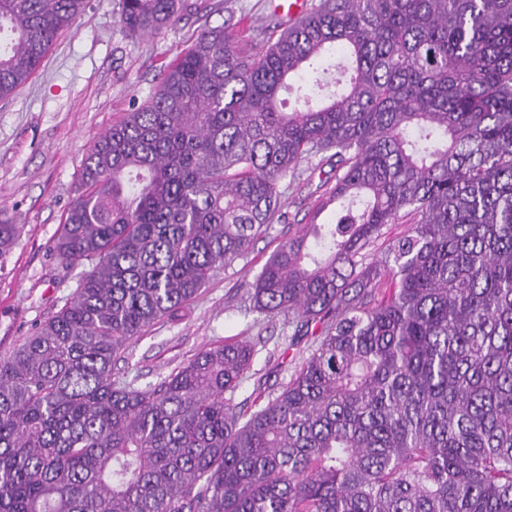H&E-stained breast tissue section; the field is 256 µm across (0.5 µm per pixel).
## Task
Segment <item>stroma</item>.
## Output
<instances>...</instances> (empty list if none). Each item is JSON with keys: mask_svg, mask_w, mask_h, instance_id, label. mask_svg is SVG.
<instances>
[{"mask_svg": "<svg viewBox=\"0 0 512 512\" xmlns=\"http://www.w3.org/2000/svg\"><path fill=\"white\" fill-rule=\"evenodd\" d=\"M205 2L210 25L231 14L250 38L289 21L272 0ZM199 25L189 9L159 34L133 35L120 23V0H86L83 14L61 33L35 76L0 100V216L20 226L15 247L0 262V357L58 312L82 273L58 259L54 243L79 193L86 150L132 104L147 99ZM320 180L307 162L300 164L296 180H283L285 221L275 222L247 257L220 271L182 315L162 319L133 341L118 359L114 378L143 389L201 349L245 338L258 348L255 375L235 392L234 403H244L256 378L271 387L288 382L313 339L294 338L287 315L251 312L246 287L269 256L308 224Z\"/></svg>", "mask_w": 512, "mask_h": 512, "instance_id": "1", "label": "stroma"}]
</instances>
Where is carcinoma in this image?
Segmentation results:
<instances>
[{
	"label": "carcinoma",
	"instance_id": "carcinoma-1",
	"mask_svg": "<svg viewBox=\"0 0 512 512\" xmlns=\"http://www.w3.org/2000/svg\"><path fill=\"white\" fill-rule=\"evenodd\" d=\"M84 8L0 0L1 100ZM187 8L121 0L120 22L152 36ZM235 27L204 23L82 160L55 252L87 270L0 359V512H512V0H317L263 44ZM336 51L344 91L285 110L288 79ZM313 159L336 219L247 288L314 336L279 393L232 403L245 339L148 389L113 379ZM19 232L0 219V260Z\"/></svg>",
	"mask_w": 512,
	"mask_h": 512
}]
</instances>
